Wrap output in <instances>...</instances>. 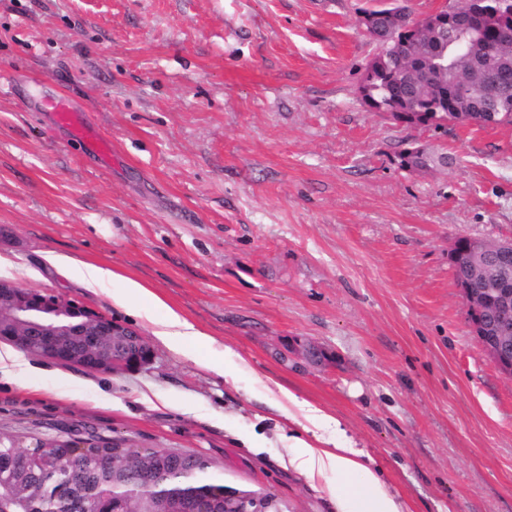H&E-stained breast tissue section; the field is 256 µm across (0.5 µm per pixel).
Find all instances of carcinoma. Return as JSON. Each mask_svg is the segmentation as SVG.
<instances>
[{
    "label": "carcinoma",
    "instance_id": "obj_1",
    "mask_svg": "<svg viewBox=\"0 0 512 512\" xmlns=\"http://www.w3.org/2000/svg\"><path fill=\"white\" fill-rule=\"evenodd\" d=\"M459 12L496 9V0H452ZM366 34L379 52L360 86L362 105L387 112L404 126L444 129L450 124L480 127L512 123V43L503 40L508 20L489 21L482 33L483 46L469 43L470 35L448 39L414 31L416 21L404 10L398 24L378 7L363 11ZM485 87L486 96L469 94L471 85ZM455 87L459 108L445 105L441 90ZM400 166L423 170L419 155L404 149ZM77 460L83 472L82 497L94 501L98 512H154L162 492L183 497H208L224 503L225 487L212 472L210 461L189 451L162 448H121L93 434ZM69 453L63 442L37 440L23 446L20 435L0 432V512H75L73 493L63 488L68 478ZM168 456L161 472L148 473L153 459ZM114 457L123 469L117 480L102 478L97 459Z\"/></svg>",
    "mask_w": 512,
    "mask_h": 512
}]
</instances>
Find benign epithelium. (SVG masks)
<instances>
[{
    "instance_id": "obj_1",
    "label": "benign epithelium",
    "mask_w": 512,
    "mask_h": 512,
    "mask_svg": "<svg viewBox=\"0 0 512 512\" xmlns=\"http://www.w3.org/2000/svg\"><path fill=\"white\" fill-rule=\"evenodd\" d=\"M468 263L481 271L486 287L462 289L465 302L475 308L495 305L490 326L472 323L473 335L501 372L512 377V241L476 246ZM0 327L8 328L9 342L20 350L103 374L138 370L154 357L135 329L72 300L23 290L11 282H0ZM159 512H217V504L209 498L164 496ZM224 512L263 509L257 498L244 496L224 503Z\"/></svg>"
}]
</instances>
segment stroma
<instances>
[{"mask_svg":"<svg viewBox=\"0 0 512 512\" xmlns=\"http://www.w3.org/2000/svg\"><path fill=\"white\" fill-rule=\"evenodd\" d=\"M372 4L0 0V277L150 336L47 257L94 262L216 340L114 375L29 357L42 388L0 381V431L190 451L266 512H336L333 476L289 463L282 386L336 417L410 512H512V380L449 259L458 238L512 237V124L405 128L362 106ZM36 84L90 114L111 165ZM414 144L447 165L401 169Z\"/></svg>","mask_w":512,"mask_h":512,"instance_id":"1","label":"stroma"}]
</instances>
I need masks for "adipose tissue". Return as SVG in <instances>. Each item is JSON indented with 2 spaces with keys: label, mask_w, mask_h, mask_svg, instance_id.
<instances>
[{
  "label": "adipose tissue",
  "mask_w": 512,
  "mask_h": 512,
  "mask_svg": "<svg viewBox=\"0 0 512 512\" xmlns=\"http://www.w3.org/2000/svg\"><path fill=\"white\" fill-rule=\"evenodd\" d=\"M68 271L85 287L109 289L113 304L134 309L150 326L154 339L172 353L189 357L214 346L212 336L141 281L92 262L72 263ZM287 400L285 416L306 433L305 438H294L289 462L311 480L334 476L336 483L329 495L336 504V512H409L407 505L389 492L364 450L356 448L353 442L340 446L325 437L323 430L336 426L335 417L295 395H288Z\"/></svg>",
  "instance_id": "adipose-tissue-1"
}]
</instances>
